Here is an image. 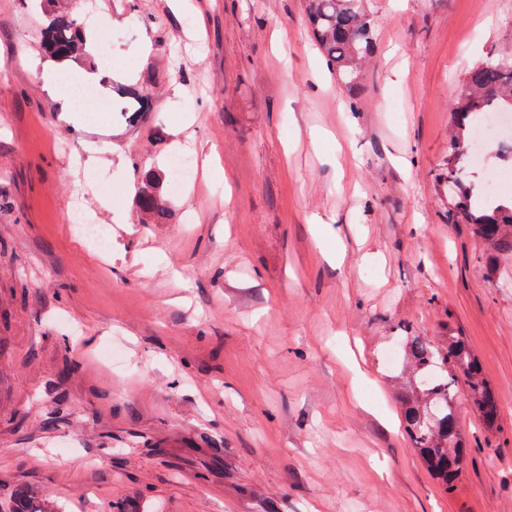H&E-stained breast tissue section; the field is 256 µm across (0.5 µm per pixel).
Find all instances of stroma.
<instances>
[{
    "instance_id": "1",
    "label": "stroma",
    "mask_w": 512,
    "mask_h": 512,
    "mask_svg": "<svg viewBox=\"0 0 512 512\" xmlns=\"http://www.w3.org/2000/svg\"><path fill=\"white\" fill-rule=\"evenodd\" d=\"M105 98L63 121L25 64L47 15L0 0V498L57 512H512V255L448 221L451 106L512 39V0H369L375 40L338 84L304 0H95ZM112 33L109 71L95 37ZM224 170L136 206L177 142ZM99 148L90 168L75 147ZM83 202L111 245L70 219ZM126 221L112 223L111 212ZM455 331L500 407L443 493L384 377L397 336ZM119 345L126 369L98 357ZM129 101L127 105L120 110L123 113L128 122L135 123L142 117L144 113L150 112L152 107V97L137 89H127ZM128 112H132L131 115L127 116ZM146 182L147 186L140 191L136 200L138 207L145 211L164 214L161 207V177L155 174L149 175L146 177ZM0 512H55V510L46 508L45 503H38L32 490L21 487L8 501L0 499Z\"/></svg>"
}]
</instances>
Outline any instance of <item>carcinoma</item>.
<instances>
[{"instance_id":"cac0c4a2","label":"carcinoma","mask_w":512,"mask_h":512,"mask_svg":"<svg viewBox=\"0 0 512 512\" xmlns=\"http://www.w3.org/2000/svg\"><path fill=\"white\" fill-rule=\"evenodd\" d=\"M368 0H308L307 25L336 78L352 89L366 75L374 40V23ZM87 40L78 15L71 11L48 14L40 31V48L47 57L63 62L84 54ZM122 111L135 123L151 111L152 97L127 90ZM512 111V48L474 65L466 73L452 104L454 134L448 148V174L455 189L448 198V220L471 224L496 251L512 254V201L482 199L472 202V191L461 177L460 161L472 142L474 128L486 112ZM137 205L149 212H163L161 177L149 175ZM401 361L388 381L397 403L403 431L444 491L449 492L459 474L464 442L457 413L459 381H464L469 405L486 427L496 425L499 406L491 393L477 358L462 336L452 333L437 342L419 336L398 337ZM0 512H55L37 502L26 487L0 499Z\"/></svg>"}]
</instances>
